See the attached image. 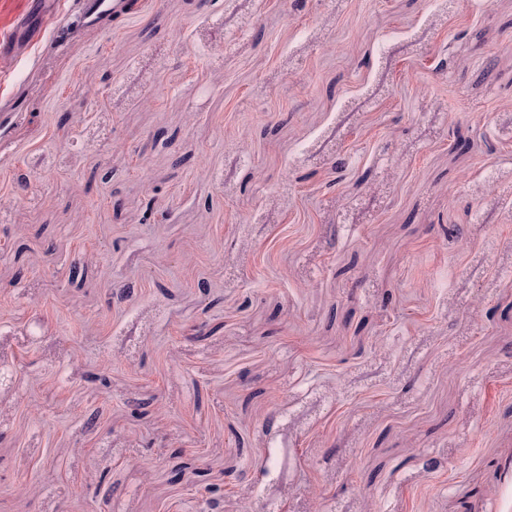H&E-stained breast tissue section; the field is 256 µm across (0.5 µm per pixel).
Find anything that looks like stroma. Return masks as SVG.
Masks as SVG:
<instances>
[{"instance_id":"1","label":"stroma","mask_w":512,"mask_h":512,"mask_svg":"<svg viewBox=\"0 0 512 512\" xmlns=\"http://www.w3.org/2000/svg\"><path fill=\"white\" fill-rule=\"evenodd\" d=\"M55 26L0 68V512H192L177 449L224 512H512V0Z\"/></svg>"}]
</instances>
